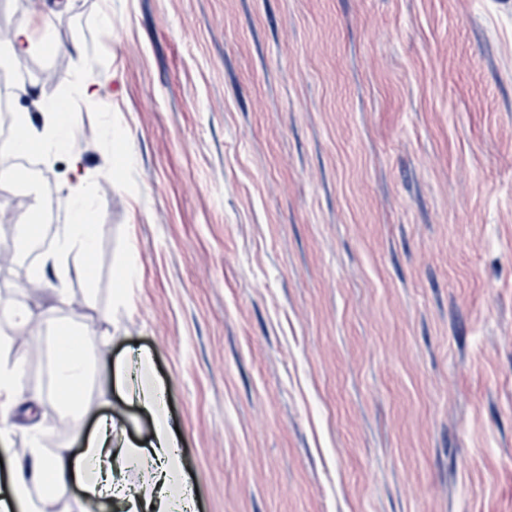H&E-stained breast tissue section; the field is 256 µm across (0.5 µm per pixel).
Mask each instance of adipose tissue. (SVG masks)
Wrapping results in <instances>:
<instances>
[{"label": "adipose tissue", "mask_w": 512, "mask_h": 512, "mask_svg": "<svg viewBox=\"0 0 512 512\" xmlns=\"http://www.w3.org/2000/svg\"><path fill=\"white\" fill-rule=\"evenodd\" d=\"M73 126L71 109L64 102L43 104L41 126L21 120L9 149L15 153L37 152L48 158L71 152ZM66 192L70 221L61 225L54 247L46 256L57 271L53 290L62 302L67 299L71 278L92 282L90 259L103 230L98 222L100 199L92 182L79 180L67 186ZM93 341L86 330L74 329L66 322L55 325L47 351L54 392L46 395L30 390L24 359L13 354L11 339H0V439L19 431L29 439L28 447L15 462L14 498L28 503L31 512H45L46 504L75 482L105 512H186L188 480L178 465L180 439L168 427L161 402L164 388L152 379L134 380L126 364H117L114 370L117 386L131 387L134 397L155 417L153 431L139 441H114L115 423L104 416L84 439L80 453L64 455L43 446L54 432L51 425L21 427L11 421L12 411L21 407L30 412L50 406L81 417L82 390L90 372L87 352ZM132 468L144 474L140 487L129 486L123 479L124 471Z\"/></svg>", "instance_id": "adipose-tissue-1"}]
</instances>
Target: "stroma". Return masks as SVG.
<instances>
[{
	"instance_id": "stroma-1",
	"label": "stroma",
	"mask_w": 512,
	"mask_h": 512,
	"mask_svg": "<svg viewBox=\"0 0 512 512\" xmlns=\"http://www.w3.org/2000/svg\"><path fill=\"white\" fill-rule=\"evenodd\" d=\"M43 12L0 98L37 122L109 80L43 164L42 237L100 176L93 281L62 304L41 256L0 265L43 319L31 387L53 322L110 339L52 448L151 428L108 370L146 352L195 512H512V0H0V28ZM106 89L107 79L101 76L88 77L81 85L80 100L86 106H98L103 100Z\"/></svg>"
}]
</instances>
